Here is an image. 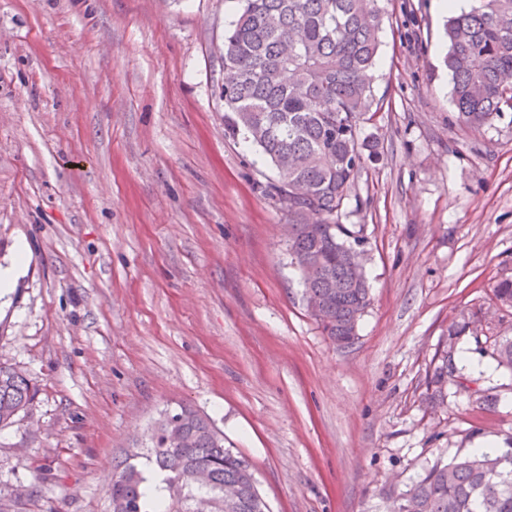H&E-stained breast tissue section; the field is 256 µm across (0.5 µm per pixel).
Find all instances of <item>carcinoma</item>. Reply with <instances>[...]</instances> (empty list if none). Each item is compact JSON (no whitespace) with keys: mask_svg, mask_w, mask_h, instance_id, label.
Listing matches in <instances>:
<instances>
[{"mask_svg":"<svg viewBox=\"0 0 512 512\" xmlns=\"http://www.w3.org/2000/svg\"><path fill=\"white\" fill-rule=\"evenodd\" d=\"M377 0H244L224 32L214 86L224 106V133L256 147L274 171L264 192L288 215V254L298 269L303 304L324 335L351 345L370 305L366 272L353 273L349 254L361 230L339 223L365 154L359 120L372 110L380 40ZM444 65L452 77V122L490 127L512 112V0H476L445 27ZM512 306V280L493 287ZM497 366L512 370V337L494 340ZM455 352L441 350L427 372L428 401L444 403L455 377ZM25 376L0 363V427L33 401ZM182 443H166L169 421ZM163 476L166 495L150 497L146 469ZM238 486L228 502L224 489ZM112 512H270L248 458L224 446V433L189 405L165 410L146 451L115 466ZM512 512V459L483 448L428 466L393 502L392 512Z\"/></svg>","mask_w":512,"mask_h":512,"instance_id":"cac0c4a2","label":"carcinoma"}]
</instances>
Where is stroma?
<instances>
[{
  "label": "stroma",
  "instance_id": "35a3bbf8",
  "mask_svg": "<svg viewBox=\"0 0 512 512\" xmlns=\"http://www.w3.org/2000/svg\"><path fill=\"white\" fill-rule=\"evenodd\" d=\"M239 0H0V361L32 404L0 427L11 512H111L115 459L187 403L252 463L272 512H390L442 458L512 449V112L451 123L437 0H389L365 162L371 304L353 345L300 298L265 164L224 137L217 47ZM461 382L426 374L451 324ZM489 400L479 404L469 388ZM28 256V245L25 242H19L15 260L9 266H0V297L2 293L6 294L15 288L18 278L25 272Z\"/></svg>",
  "mask_w": 512,
  "mask_h": 512
}]
</instances>
